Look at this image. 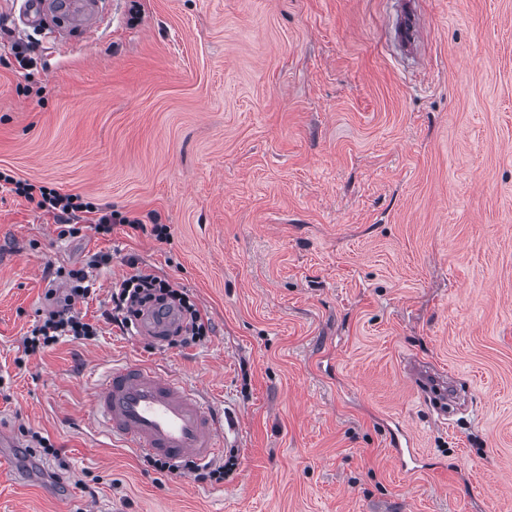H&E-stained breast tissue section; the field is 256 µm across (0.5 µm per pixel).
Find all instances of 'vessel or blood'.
<instances>
[{
  "label": "vessel or blood",
  "instance_id": "1",
  "mask_svg": "<svg viewBox=\"0 0 512 512\" xmlns=\"http://www.w3.org/2000/svg\"><path fill=\"white\" fill-rule=\"evenodd\" d=\"M54 0H19L23 24L37 27ZM64 16L83 31L100 24L98 12L82 0H67ZM422 15L414 0H405L395 39L413 48L422 32ZM173 316L148 311L139 323L141 336L152 340L172 329ZM92 425L112 441L136 452L172 462H213L222 452L224 425L195 390L147 363H125L104 370L93 396Z\"/></svg>",
  "mask_w": 512,
  "mask_h": 512
}]
</instances>
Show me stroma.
<instances>
[{"label":"stroma","mask_w":512,"mask_h":512,"mask_svg":"<svg viewBox=\"0 0 512 512\" xmlns=\"http://www.w3.org/2000/svg\"><path fill=\"white\" fill-rule=\"evenodd\" d=\"M394 2L99 0L95 32L58 35L0 0V170L170 229L61 239L0 190V512H512V0H419L415 64ZM98 251V336L25 355L57 269ZM131 257L189 289L206 341L108 320ZM129 362L227 420L223 481L94 431ZM418 364L465 405L437 410Z\"/></svg>","instance_id":"1"}]
</instances>
